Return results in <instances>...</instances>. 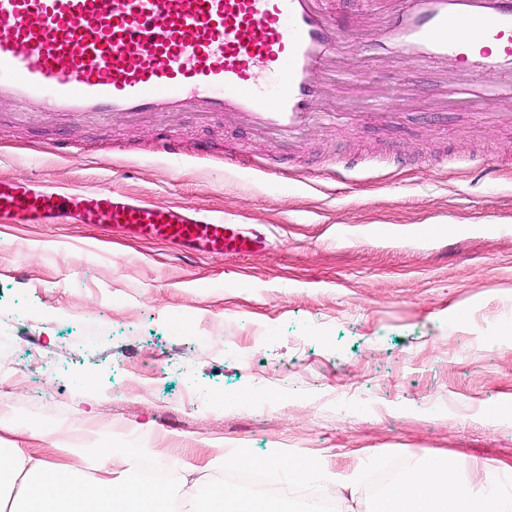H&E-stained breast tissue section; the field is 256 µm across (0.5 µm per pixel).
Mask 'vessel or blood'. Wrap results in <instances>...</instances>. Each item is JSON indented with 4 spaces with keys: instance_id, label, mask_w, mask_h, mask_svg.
<instances>
[{
    "instance_id": "b4317fda",
    "label": "vessel or blood",
    "mask_w": 512,
    "mask_h": 512,
    "mask_svg": "<svg viewBox=\"0 0 512 512\" xmlns=\"http://www.w3.org/2000/svg\"><path fill=\"white\" fill-rule=\"evenodd\" d=\"M458 38L448 42V29ZM345 19L327 0H0V99L19 111L135 119L195 111L244 120L282 145L299 140L336 70ZM497 49L484 48L485 40ZM381 61L438 64L465 56L472 80L456 92L512 107V0H402L364 47ZM279 76L259 86L255 61ZM485 71L500 81L485 85ZM14 224H109L184 251L228 257L262 247V234L125 193H75L0 179V218Z\"/></svg>"
}]
</instances>
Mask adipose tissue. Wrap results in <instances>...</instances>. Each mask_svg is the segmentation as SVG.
<instances>
[{"label":"adipose tissue","instance_id":"adipose-tissue-1","mask_svg":"<svg viewBox=\"0 0 512 512\" xmlns=\"http://www.w3.org/2000/svg\"><path fill=\"white\" fill-rule=\"evenodd\" d=\"M82 466L52 462L29 448L0 451V479L12 482L14 512H171L166 486L141 482L135 472L144 448H82ZM256 467L283 472L289 482H331L345 489L356 478L333 472L319 457L272 455L262 459L235 448L217 449L183 479L182 492L197 512H283L278 499L243 487L212 485L220 470ZM475 481L464 479L451 455H429L407 477L388 486L377 512H512V493L503 487L505 466H476Z\"/></svg>","mask_w":512,"mask_h":512}]
</instances>
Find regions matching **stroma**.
<instances>
[{
    "mask_svg": "<svg viewBox=\"0 0 512 512\" xmlns=\"http://www.w3.org/2000/svg\"><path fill=\"white\" fill-rule=\"evenodd\" d=\"M349 22L338 84L293 150L186 111L139 121L22 116L0 102V178L109 188L259 229L241 258L123 240L88 224H0V438L151 444L176 489L215 448L306 452L393 477L424 454L512 465V123L454 104L437 73L362 55ZM390 121L373 120L379 109ZM180 153H160L161 142ZM360 155L336 176L338 159ZM54 370L30 369V360ZM265 483L287 512L336 502Z\"/></svg>",
    "mask_w": 512,
    "mask_h": 512,
    "instance_id": "35a3bbf8",
    "label": "stroma"
}]
</instances>
